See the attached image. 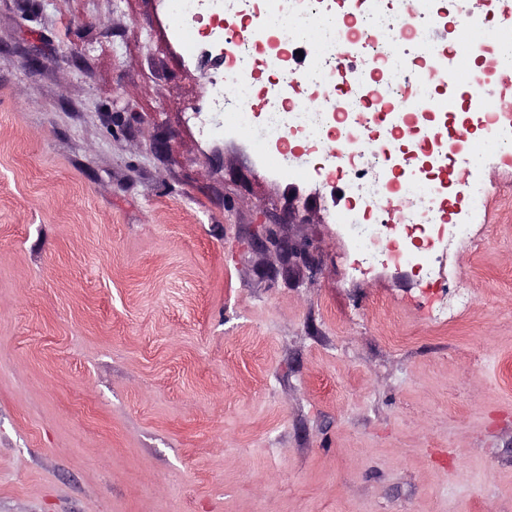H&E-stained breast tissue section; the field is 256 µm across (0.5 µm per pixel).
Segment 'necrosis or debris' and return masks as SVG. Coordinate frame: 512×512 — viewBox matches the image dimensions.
Wrapping results in <instances>:
<instances>
[{"label": "necrosis or debris", "mask_w": 512, "mask_h": 512, "mask_svg": "<svg viewBox=\"0 0 512 512\" xmlns=\"http://www.w3.org/2000/svg\"><path fill=\"white\" fill-rule=\"evenodd\" d=\"M383 0H352L346 25L337 29V39L355 34L363 38L369 56L359 74L361 83L375 86L376 101L346 99L339 106L312 108L310 100L325 97L336 82V58L323 51L319 64L302 72L305 101L271 100L267 93L252 95L249 91L254 71L265 67L273 72L287 69V50L296 46L297 32L287 26L268 27L271 17L280 15L285 0H255L252 18L242 19L241 27L259 21L261 29L237 49L232 74L239 87L240 112L232 122H225L217 111L202 127L210 137L223 136L226 129L246 130L250 137L262 142L275 153L280 166L288 164V141H304L316 156L329 153L330 143L343 149L339 159L349 178L352 220L347 230L356 245L358 260L367 265L384 261L407 263L426 275H433L442 261L441 251L448 243H472L474 227L468 223L452 224L447 220L448 196L453 184L443 175L445 167L454 165L459 156L468 154L463 141H448L427 133L416 135L410 153L414 166L401 163L395 153L393 133L374 132L370 109L378 104L398 110L402 123L416 116H435L455 107L452 95H433L426 74L430 69L447 71L451 60L474 54H485L487 66H494L496 47L503 44L500 35L491 33L481 17H469L476 36L463 43L441 42L432 14L398 13L390 20L380 17ZM170 14L176 18L175 32L185 48L197 44L196 31L205 18L218 23L201 44L204 51L223 54L224 0H168ZM377 171L382 193L376 212L359 207L363 181L370 171ZM418 198L420 205L405 212L408 199ZM396 217V224H382V217Z\"/></svg>", "instance_id": "necrosis-or-debris-1"}]
</instances>
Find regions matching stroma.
<instances>
[{"instance_id":"stroma-1","label":"stroma","mask_w":512,"mask_h":512,"mask_svg":"<svg viewBox=\"0 0 512 512\" xmlns=\"http://www.w3.org/2000/svg\"><path fill=\"white\" fill-rule=\"evenodd\" d=\"M173 26L0 0V512H512V158L435 278L360 267L346 181L199 136Z\"/></svg>"}]
</instances>
